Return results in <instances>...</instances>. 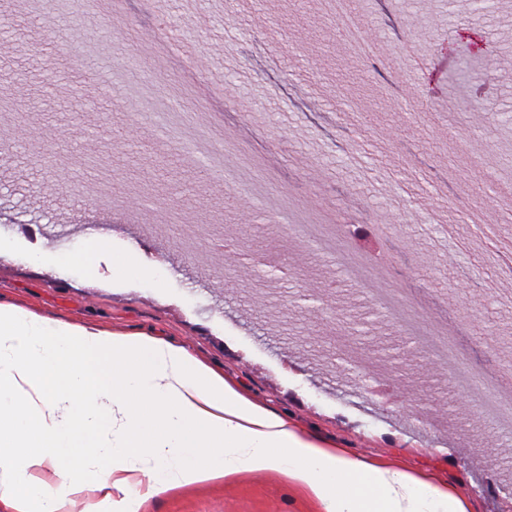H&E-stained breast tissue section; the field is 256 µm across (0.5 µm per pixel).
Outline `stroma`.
<instances>
[{
	"label": "stroma",
	"instance_id": "35a3bbf8",
	"mask_svg": "<svg viewBox=\"0 0 512 512\" xmlns=\"http://www.w3.org/2000/svg\"><path fill=\"white\" fill-rule=\"evenodd\" d=\"M371 55L336 39L318 0H123L125 28L82 0H0V303L185 347L305 437L403 467L466 500L512 512V432L488 423L328 256L184 152L112 78L143 70L189 86L204 113L272 189L356 222L347 245L381 257L389 289L428 324L464 333L491 388H512V0H351ZM495 61L449 96L462 59ZM52 152L58 169L46 168ZM488 155L499 180L472 159ZM386 232L373 236L369 224ZM205 243L181 251L180 227ZM106 226L153 264L121 280L48 258L56 235L82 248ZM152 461L129 473L140 512H323L275 470L149 493Z\"/></svg>",
	"mask_w": 512,
	"mask_h": 512
}]
</instances>
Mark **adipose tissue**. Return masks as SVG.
I'll return each instance as SVG.
<instances>
[{
    "label": "adipose tissue",
    "instance_id": "obj_1",
    "mask_svg": "<svg viewBox=\"0 0 512 512\" xmlns=\"http://www.w3.org/2000/svg\"><path fill=\"white\" fill-rule=\"evenodd\" d=\"M113 253L116 276H150L133 250H113L107 237L55 254L56 264L92 270ZM62 384L49 394L48 383ZM80 422L86 437L117 430L94 466L53 450ZM151 456L149 489L274 469L299 485L325 512H466L464 501L414 474L382 467L304 438L256 405L185 348L93 326L56 322L0 303V499L14 512H61L62 502L35 473L78 472L106 512H139L137 497L114 500L123 472Z\"/></svg>",
    "mask_w": 512,
    "mask_h": 512
}]
</instances>
